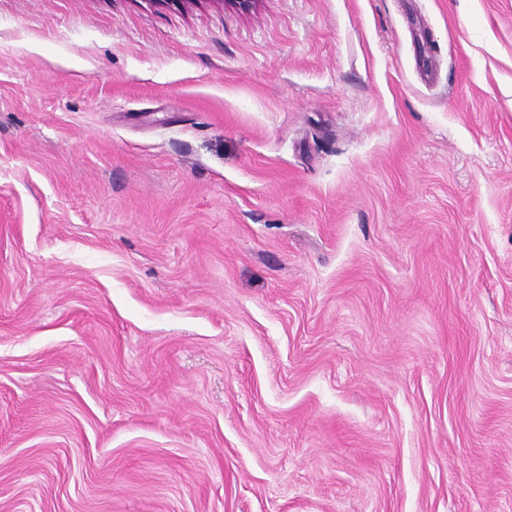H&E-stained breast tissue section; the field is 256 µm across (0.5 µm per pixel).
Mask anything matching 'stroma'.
Listing matches in <instances>:
<instances>
[{"mask_svg": "<svg viewBox=\"0 0 512 512\" xmlns=\"http://www.w3.org/2000/svg\"><path fill=\"white\" fill-rule=\"evenodd\" d=\"M0 512H512V0H0Z\"/></svg>", "mask_w": 512, "mask_h": 512, "instance_id": "stroma-1", "label": "stroma"}]
</instances>
